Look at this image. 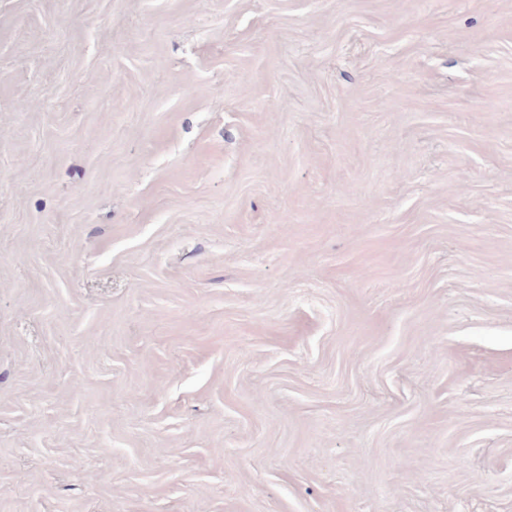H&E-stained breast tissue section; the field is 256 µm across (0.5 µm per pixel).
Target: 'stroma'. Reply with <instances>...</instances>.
I'll return each instance as SVG.
<instances>
[{
    "label": "stroma",
    "mask_w": 512,
    "mask_h": 512,
    "mask_svg": "<svg viewBox=\"0 0 512 512\" xmlns=\"http://www.w3.org/2000/svg\"><path fill=\"white\" fill-rule=\"evenodd\" d=\"M0 512H512V0H0Z\"/></svg>",
    "instance_id": "1"
}]
</instances>
